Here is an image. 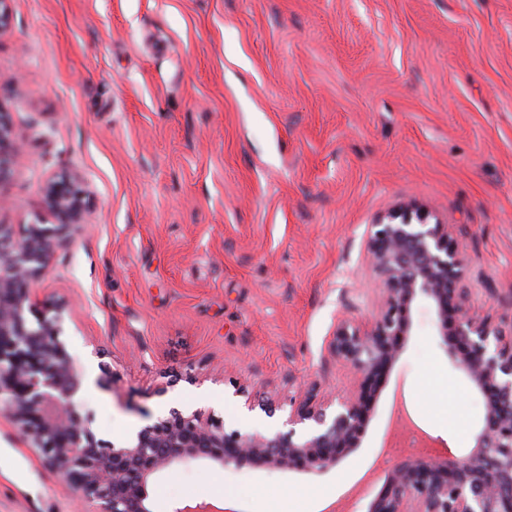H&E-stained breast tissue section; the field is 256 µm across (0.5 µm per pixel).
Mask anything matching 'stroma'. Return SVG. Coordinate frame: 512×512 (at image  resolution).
<instances>
[{"mask_svg":"<svg viewBox=\"0 0 512 512\" xmlns=\"http://www.w3.org/2000/svg\"><path fill=\"white\" fill-rule=\"evenodd\" d=\"M0 110L23 151L0 224L42 213L57 165L91 205L38 299L68 304L61 340L102 443L170 408L281 430L239 386L280 402L343 393L338 317L369 320V224L409 202L457 226L471 300L512 314V0H10ZM113 378L96 385L101 366ZM483 397L419 302L359 449L321 475L196 460L161 473L153 512H366L414 434L469 453ZM79 495L0 410V512H77Z\"/></svg>","mask_w":512,"mask_h":512,"instance_id":"35a3bbf8","label":"stroma"}]
</instances>
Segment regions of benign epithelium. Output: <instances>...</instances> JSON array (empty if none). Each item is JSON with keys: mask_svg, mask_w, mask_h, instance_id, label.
I'll return each instance as SVG.
<instances>
[{"mask_svg": "<svg viewBox=\"0 0 512 512\" xmlns=\"http://www.w3.org/2000/svg\"><path fill=\"white\" fill-rule=\"evenodd\" d=\"M20 140L0 111V184L7 181ZM39 216L0 225V406L6 408L45 464L65 478L96 512H152L151 488L173 467L204 459L220 468L323 474L359 445L389 373L413 326V310L432 304L448 355L485 399L471 451L407 456L385 473L366 512H512V320L476 308L470 261L456 225L415 203L401 204L368 225L366 252L376 276L377 311L365 325L343 316L328 339L352 383L344 395L309 388L288 402V430L273 434L226 430L212 416L173 408L121 443L102 446L81 417L75 396L82 377L60 341L68 304L32 302L56 244L82 223L89 206L78 177L58 173L45 183ZM268 415L278 405L250 395Z\"/></svg>", "mask_w": 512, "mask_h": 512, "instance_id": "obj_1", "label": "benign epithelium"}]
</instances>
